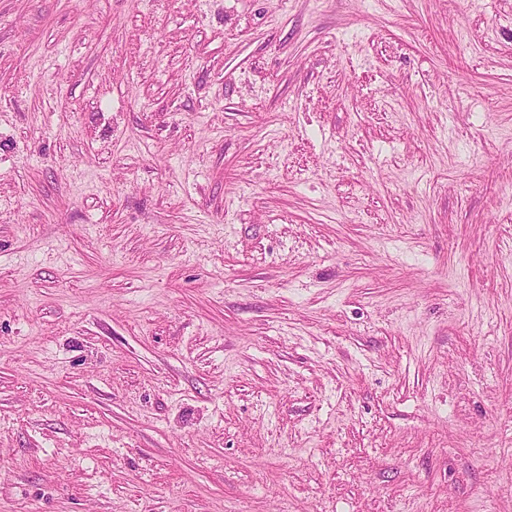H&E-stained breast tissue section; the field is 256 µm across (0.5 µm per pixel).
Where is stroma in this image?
Listing matches in <instances>:
<instances>
[{
    "mask_svg": "<svg viewBox=\"0 0 512 512\" xmlns=\"http://www.w3.org/2000/svg\"><path fill=\"white\" fill-rule=\"evenodd\" d=\"M512 0H0V512H512Z\"/></svg>",
    "mask_w": 512,
    "mask_h": 512,
    "instance_id": "1",
    "label": "stroma"
}]
</instances>
